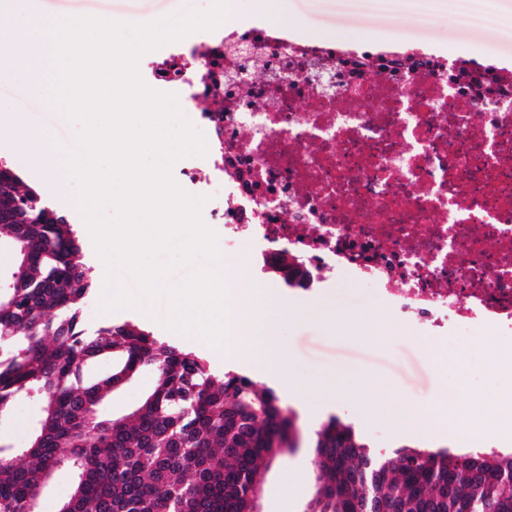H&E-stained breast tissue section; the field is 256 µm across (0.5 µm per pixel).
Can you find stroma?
Returning <instances> with one entry per match:
<instances>
[{
    "mask_svg": "<svg viewBox=\"0 0 512 512\" xmlns=\"http://www.w3.org/2000/svg\"><path fill=\"white\" fill-rule=\"evenodd\" d=\"M34 13L95 16L129 23L157 20L185 8L203 10L211 0H30ZM289 29L303 39H336L353 48L377 47L397 37L432 45L441 55L452 57L468 49L479 62L500 57L512 58V0H487L492 23L482 27L463 25L462 18L471 0H280ZM31 78L27 86H9L0 94V110L21 116L24 127L47 135L69 150L77 147L78 124L60 110L43 103L41 72L37 54L26 61ZM226 284L247 279L270 289L277 297L268 318L282 342L290 346L291 358L278 379L253 374L258 387H274L285 405L297 416L302 438L329 416L352 425L370 449L385 453L407 445L422 447L417 433L422 426L414 418L391 420L373 418L349 383L351 373L372 374L381 383L382 396L392 408L402 402L423 407L443 391L456 387L464 404L481 402L490 377L482 369L479 338L464 342L468 367L441 372L432 365L420 332L401 330L391 338L377 339L379 323H393L389 303L370 288L347 276L321 270L315 272L310 288H291L264 267L249 245L237 254L222 255L216 264ZM95 288L82 305L89 328L107 321H129L152 336L198 352L197 336L173 331L163 322V306L141 302L137 307L113 311L101 306L100 274L90 268ZM40 396L22 394L7 415L0 417V446L20 450L28 446L38 419ZM300 481L293 493H285L287 475ZM316 487L313 457L299 448L274 461L266 475L261 498L262 512H306Z\"/></svg>",
    "mask_w": 512,
    "mask_h": 512,
    "instance_id": "obj_1",
    "label": "stroma"
}]
</instances>
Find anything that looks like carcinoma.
I'll list each match as a JSON object with an SVG mask.
<instances>
[{"label": "carcinoma", "mask_w": 512, "mask_h": 512, "mask_svg": "<svg viewBox=\"0 0 512 512\" xmlns=\"http://www.w3.org/2000/svg\"><path fill=\"white\" fill-rule=\"evenodd\" d=\"M15 248L0 292V415L42 397L31 445L0 456V512H30L66 460L76 482L59 512H248L265 471L294 451L290 410L246 375L204 361L130 321L87 329L92 283L72 225L15 172L0 175V237ZM108 372L94 371L100 360ZM132 412L101 404L142 371ZM317 487L307 512H512V453L402 446L376 454L331 416L315 431Z\"/></svg>", "instance_id": "carcinoma-1"}]
</instances>
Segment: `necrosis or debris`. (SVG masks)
Wrapping results in <instances>:
<instances>
[{
    "label": "necrosis or debris",
    "instance_id": "necrosis-or-debris-1",
    "mask_svg": "<svg viewBox=\"0 0 512 512\" xmlns=\"http://www.w3.org/2000/svg\"><path fill=\"white\" fill-rule=\"evenodd\" d=\"M152 67L202 133L188 166L225 252L249 241L390 294L426 327L440 370L450 335L486 332L489 399L512 393V71L402 45L362 52L276 28L190 38ZM268 72L240 84L251 61ZM215 98L219 109L197 103ZM248 226H241V213Z\"/></svg>",
    "mask_w": 512,
    "mask_h": 512
}]
</instances>
